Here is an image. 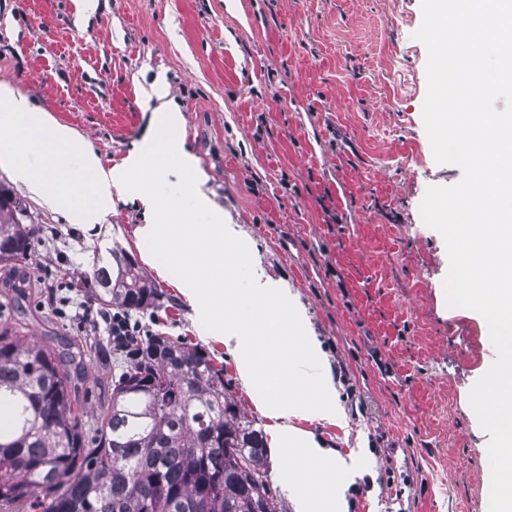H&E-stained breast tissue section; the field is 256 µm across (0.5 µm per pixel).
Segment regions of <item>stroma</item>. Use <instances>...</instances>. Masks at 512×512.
<instances>
[{
	"label": "stroma",
	"mask_w": 512,
	"mask_h": 512,
	"mask_svg": "<svg viewBox=\"0 0 512 512\" xmlns=\"http://www.w3.org/2000/svg\"><path fill=\"white\" fill-rule=\"evenodd\" d=\"M83 2L0 0V83L107 167L149 132L160 100L175 103L199 182L321 343L344 421L296 425L353 467L348 512H488L490 436L469 392L495 351L474 311L447 307L445 242L420 216L429 187L462 175L435 161L424 127L421 0ZM1 184L38 230L25 259L0 263V330L84 352V423L106 410L119 370L108 323L86 334L101 309L75 284L122 250L161 294L131 320L198 347L241 411L269 427L223 344L199 332L138 246L145 199L113 195L87 229L3 166Z\"/></svg>",
	"instance_id": "stroma-1"
}]
</instances>
